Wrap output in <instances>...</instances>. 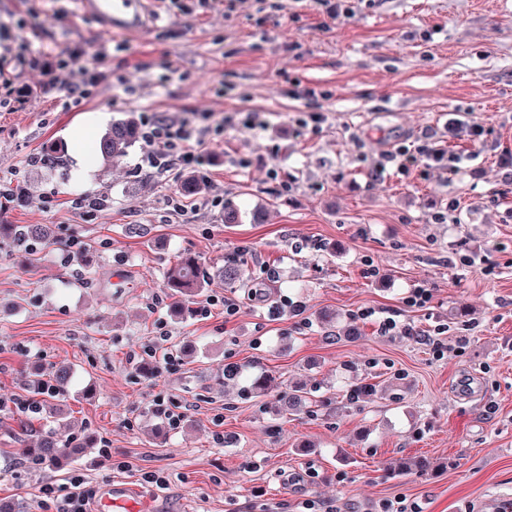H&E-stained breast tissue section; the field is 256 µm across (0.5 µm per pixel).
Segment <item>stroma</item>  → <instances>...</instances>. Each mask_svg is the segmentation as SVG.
<instances>
[{"instance_id":"stroma-1","label":"stroma","mask_w":512,"mask_h":512,"mask_svg":"<svg viewBox=\"0 0 512 512\" xmlns=\"http://www.w3.org/2000/svg\"><path fill=\"white\" fill-rule=\"evenodd\" d=\"M180 2L154 0L143 30L111 34L76 0H0V66L33 91L0 111V180L26 193L0 224L56 231L53 245L22 255L0 243V398L27 395L34 368L75 369L48 410L0 411V500L37 512L44 483L79 475L96 491L92 512L123 486L137 512H266L277 502L303 512L310 500L379 512L399 496L422 512L488 502L512 512V182L498 165L512 152V0H355L352 15L333 20L318 0L190 13ZM75 47L105 76L78 101L68 82L48 84L27 63ZM304 88L315 96L290 97ZM254 110L270 113L271 130L243 128ZM146 112L224 119L204 145L200 191L142 167L140 142L118 164L89 158L81 172L77 154L112 120ZM453 118L479 123L480 142L451 133ZM426 137L461 156L457 172L377 170L385 151ZM228 206L238 223H225ZM74 242L96 254L83 277L63 260ZM183 253L211 271L240 259L243 281L212 280L196 299L217 298L210 315L177 322L163 276ZM473 255L491 272L462 265ZM256 285L264 301L248 298ZM417 285L432 301L406 307ZM226 296L240 305L229 320ZM287 298L305 313L271 318L269 306ZM461 303L472 308L463 322L453 316ZM369 307L421 330L446 325L445 340L464 348L435 359L417 337L353 321ZM324 309L339 315L333 331L317 322ZM189 340L191 360L139 376L132 354L177 353ZM260 372L271 394L303 382L331 403L277 416L245 389ZM362 382L375 393L347 405ZM160 398L186 408L162 435ZM87 425L108 439V455L60 471L20 466L19 439L51 428L74 441ZM303 440L315 451L299 452ZM402 456L437 468L391 477ZM448 458L456 468H441ZM155 470L168 488L143 481Z\"/></svg>"}]
</instances>
